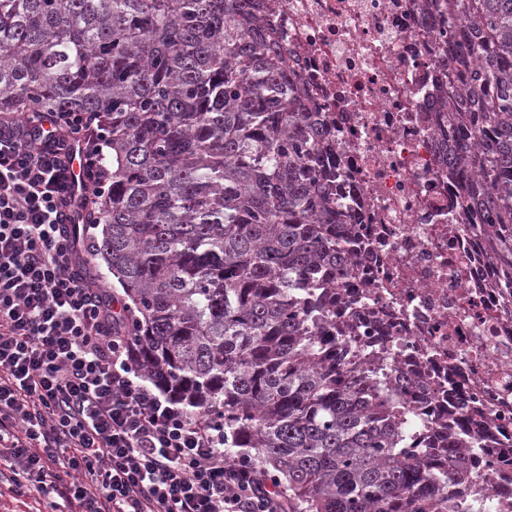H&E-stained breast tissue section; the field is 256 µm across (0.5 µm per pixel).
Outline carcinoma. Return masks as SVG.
<instances>
[{"mask_svg":"<svg viewBox=\"0 0 512 512\" xmlns=\"http://www.w3.org/2000/svg\"><path fill=\"white\" fill-rule=\"evenodd\" d=\"M465 17L441 97L468 143L470 207L512 261V0ZM254 0H0V112H93L112 178L96 253L133 315L143 378L283 476L300 512H482L476 446L415 440L383 364L336 379V172ZM457 488L448 499V485Z\"/></svg>","mask_w":512,"mask_h":512,"instance_id":"obj_1","label":"carcinoma"}]
</instances>
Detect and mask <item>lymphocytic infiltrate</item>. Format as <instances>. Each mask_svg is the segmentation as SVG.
<instances>
[{"instance_id": "lymphocytic-infiltrate-1", "label": "lymphocytic infiltrate", "mask_w": 512, "mask_h": 512, "mask_svg": "<svg viewBox=\"0 0 512 512\" xmlns=\"http://www.w3.org/2000/svg\"><path fill=\"white\" fill-rule=\"evenodd\" d=\"M107 134L90 112L0 118V474L54 512H290L275 478L230 453L206 412L139 376L133 317L83 274Z\"/></svg>"}]
</instances>
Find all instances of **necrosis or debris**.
<instances>
[{
	"mask_svg": "<svg viewBox=\"0 0 512 512\" xmlns=\"http://www.w3.org/2000/svg\"><path fill=\"white\" fill-rule=\"evenodd\" d=\"M288 80L328 130L333 230L350 262L336 273V339L354 380L391 364L394 396L422 441H476V484L512 512V267L478 212L469 174L441 159L462 142L436 86L449 31L434 0H260Z\"/></svg>",
	"mask_w": 512,
	"mask_h": 512,
	"instance_id": "4bbe7bcc",
	"label": "necrosis or debris"
}]
</instances>
